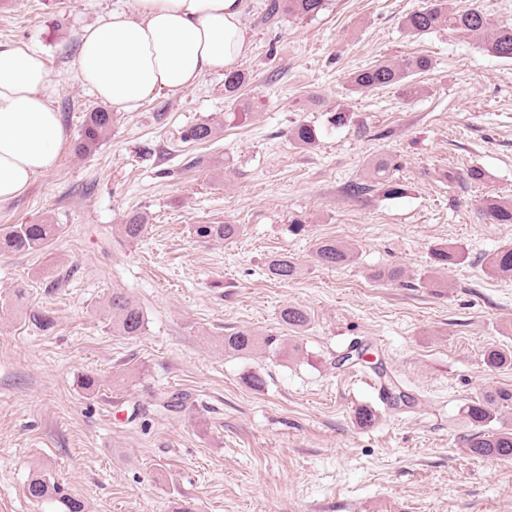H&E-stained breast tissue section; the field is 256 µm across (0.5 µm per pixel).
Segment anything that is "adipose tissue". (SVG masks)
I'll return each mask as SVG.
<instances>
[{"instance_id":"ef3b65f1","label":"adipose tissue","mask_w":512,"mask_h":512,"mask_svg":"<svg viewBox=\"0 0 512 512\" xmlns=\"http://www.w3.org/2000/svg\"><path fill=\"white\" fill-rule=\"evenodd\" d=\"M247 48L241 0H135L85 30L76 67L100 101L133 112L232 69ZM49 78L39 51L0 43V204L58 163L67 136L44 93Z\"/></svg>"}]
</instances>
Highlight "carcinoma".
<instances>
[{
	"instance_id": "obj_1",
	"label": "carcinoma",
	"mask_w": 512,
	"mask_h": 512,
	"mask_svg": "<svg viewBox=\"0 0 512 512\" xmlns=\"http://www.w3.org/2000/svg\"><path fill=\"white\" fill-rule=\"evenodd\" d=\"M325 5V0H266L264 18L274 20L280 14L288 12L298 17L312 16ZM448 27L480 43L490 53L501 58H512V24H494L478 7L455 10L449 0H426V4L406 14L403 27L411 35H422L433 30ZM431 62L424 56L407 57L396 62L384 61L378 65L361 69L351 77L352 86L358 91L374 90L402 83L410 75L429 69ZM244 83V76L230 72L224 78V92L234 97ZM112 130V113L94 110L86 114L79 141L75 150L87 153L107 138ZM215 133L214 125L200 122L186 127L180 140L189 143H205ZM289 140L299 148L312 147L317 136L312 126L295 123L287 132ZM392 161L379 158L372 163L370 179L381 182L389 178ZM448 181H464L480 184L485 173L479 168H470L463 173L448 171ZM481 217L485 224H512V197L487 194L481 201ZM60 231L58 224H13L0 229V252H33L45 248ZM147 233V224L140 213L130 215L120 225V234L128 242H138ZM198 238L207 241H229L240 234L238 224H198L195 226ZM315 259L328 268H342L350 265L356 257L355 248L336 239H325L315 246ZM434 263L440 267L459 265L466 260V253L460 246H448L435 249ZM486 272L492 277H512V244L501 246L484 256ZM271 277L288 282L301 274L300 265L286 256H276L267 265ZM403 267H388L374 272L373 278L383 282H401L405 279ZM112 312V329L121 336L135 338L144 333L147 319L144 311L126 293L114 289L109 299ZM280 321L291 329L305 330L310 317L299 306L286 305L279 313ZM260 347L275 350L277 339L274 336L259 337L249 330H239L224 337V351L246 354ZM484 362L490 369H512V351L492 347L484 352ZM504 405L512 406V390L494 389L466 404L462 413L473 426L470 433L462 437L463 448L467 454L476 458H494L502 461L512 460V427L491 429L489 425L498 419L499 409ZM378 411L372 406H361L355 411V419L362 428L376 423ZM26 496L36 502H50L57 505V512H87L85 501L74 494L70 488L59 482L49 472L36 469L29 476L24 487Z\"/></svg>"
}]
</instances>
